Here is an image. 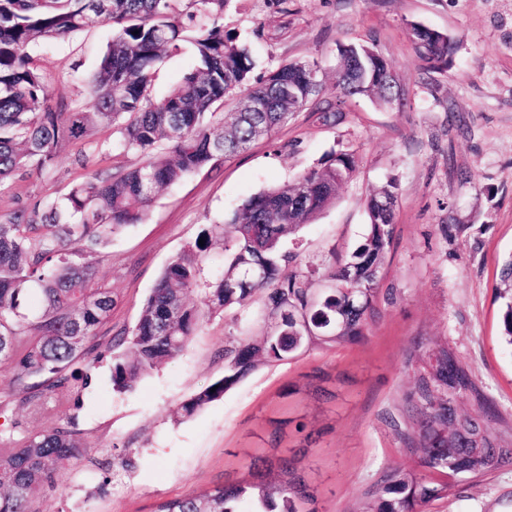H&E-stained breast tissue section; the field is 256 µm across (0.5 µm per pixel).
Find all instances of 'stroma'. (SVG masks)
Here are the masks:
<instances>
[{
    "instance_id": "35a3bbf8",
    "label": "stroma",
    "mask_w": 512,
    "mask_h": 512,
    "mask_svg": "<svg viewBox=\"0 0 512 512\" xmlns=\"http://www.w3.org/2000/svg\"><path fill=\"white\" fill-rule=\"evenodd\" d=\"M414 23L455 38L448 71H425L410 37ZM224 29L250 45L255 77L288 61H318L330 101L338 44L368 45L388 61L407 103L353 97L335 126L303 108L271 138L164 188L142 223L112 237L97 282L111 289L114 305L97 330L101 358L91 384L71 409L88 450L63 462L60 483L41 494L51 512H149L166 498L249 479L251 459L303 447L309 453L297 468L317 490L318 512H355L384 472L414 462L413 377L404 365L438 344L454 349L512 424V351L499 339L495 299L498 263L512 253V0H229ZM111 38V25L94 19L71 39L33 51L50 109L86 104ZM194 62L191 44L171 53L154 71L153 96H166ZM115 138L112 128H99L88 165L75 163L77 148L69 145L53 168L1 185L0 215L65 197L92 172L143 162L140 152L113 148ZM334 149L355 153L357 174L300 231V262L347 255L363 232L369 194L388 179L398 183L396 241L383 281L398 301L368 339L260 367L222 400L176 422L177 404L222 374L217 353L225 341L246 329L261 332L228 311L204 323L180 356L135 391L115 393L112 336L136 324L170 259L246 198L317 166ZM318 368L328 378L316 387L307 375ZM126 443L135 466L102 468ZM429 512H512V467L457 479L453 494Z\"/></svg>"
}]
</instances>
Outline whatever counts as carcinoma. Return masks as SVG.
Returning a JSON list of instances; mask_svg holds the SVG:
<instances>
[{"mask_svg":"<svg viewBox=\"0 0 512 512\" xmlns=\"http://www.w3.org/2000/svg\"><path fill=\"white\" fill-rule=\"evenodd\" d=\"M227 2L0 0V181L51 168L62 146L88 143L102 125L116 128L115 146L146 157L140 166L93 173L62 202L0 216V368L21 393L0 401V416H11L13 425L33 413L65 416L66 404L87 387L101 357L95 330L113 305L110 289L92 287L97 268L87 257L107 258L110 237L141 223L161 188L246 150L309 104L324 123L335 125L347 98L403 99L389 63L367 45H338L334 103L322 99V83L309 81V69L318 68L314 61L281 64L252 82L249 49L224 32ZM92 18L112 25L114 33L90 82L89 101L79 109L43 108L47 84L32 64V49L70 38ZM189 31L197 64L167 97L153 99L155 65L178 50ZM411 38L427 71L448 70L456 46L451 36L414 23ZM231 96L238 97L237 107L225 112ZM255 98L266 99L268 111H250ZM355 173L353 152L332 151L320 166L250 197L223 223L202 229L205 244L196 240L174 256L134 327L112 336V390L133 391L143 376L183 353L204 320L189 302L194 290L204 293L214 313H241L260 302L266 329L261 336L229 338L219 353L222 376L179 403V421L223 399L261 366L365 341L383 316V304L395 299L393 289L381 288L380 274L395 236L396 182L368 197L367 224L347 256L303 266L299 254L285 248L286 239L332 203ZM214 244L224 249V268L208 277L199 257ZM290 265L294 270L283 273ZM497 278L501 341L511 349L512 256L502 261ZM316 279L329 287H312ZM32 290L42 295L43 307L30 316L23 302ZM407 368L415 379L414 466L387 472L358 512H426L452 492L450 478L512 467V426L490 428L496 407L452 348L442 346ZM464 398L471 399V408L458 407ZM73 425L68 420L27 429L0 445V512H37L31 498L56 484L61 462L85 456ZM248 470L250 481L164 499L152 512H239L237 501L245 495L259 512H317L306 507L316 497L294 460L279 459L275 470L253 461Z\"/></svg>","mask_w":512,"mask_h":512,"instance_id":"1","label":"carcinoma"}]
</instances>
